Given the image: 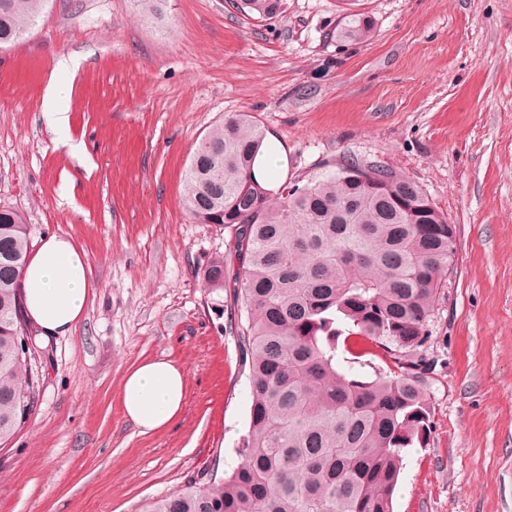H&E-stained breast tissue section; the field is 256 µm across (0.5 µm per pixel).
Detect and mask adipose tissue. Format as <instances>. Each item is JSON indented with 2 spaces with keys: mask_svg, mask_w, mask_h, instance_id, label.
Here are the masks:
<instances>
[{
  "mask_svg": "<svg viewBox=\"0 0 512 512\" xmlns=\"http://www.w3.org/2000/svg\"><path fill=\"white\" fill-rule=\"evenodd\" d=\"M25 318L39 336L71 335L84 317L93 283L86 253L73 237L53 233L42 238L20 277ZM185 371L164 359L132 367L121 386L126 419L149 434L175 420L184 409Z\"/></svg>",
  "mask_w": 512,
  "mask_h": 512,
  "instance_id": "obj_1",
  "label": "adipose tissue"
}]
</instances>
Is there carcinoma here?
Listing matches in <instances>:
<instances>
[{
    "mask_svg": "<svg viewBox=\"0 0 512 512\" xmlns=\"http://www.w3.org/2000/svg\"><path fill=\"white\" fill-rule=\"evenodd\" d=\"M283 0H235L272 20ZM49 0H0V48L31 32ZM370 16H345L336 37L367 42ZM266 133L238 112L201 138L184 173L183 207L228 232L205 271L244 319L236 333L250 388L240 463L143 501L138 512H391L404 449L427 442L430 399L423 356L456 225L413 180L346 160L303 186L255 176ZM30 226L0 207V445L40 397L20 276ZM368 344L384 368L344 370L338 352Z\"/></svg>",
    "mask_w": 512,
    "mask_h": 512,
    "instance_id": "obj_1",
    "label": "carcinoma"
}]
</instances>
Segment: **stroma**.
<instances>
[{
	"instance_id": "1",
	"label": "stroma",
	"mask_w": 512,
	"mask_h": 512,
	"mask_svg": "<svg viewBox=\"0 0 512 512\" xmlns=\"http://www.w3.org/2000/svg\"><path fill=\"white\" fill-rule=\"evenodd\" d=\"M350 11L372 40L337 41ZM69 56L78 70H57ZM234 112L285 151L282 182L376 162L456 225L425 347L431 434L406 451L393 512H512V0H284L271 21L232 0H163L157 17L50 0L0 49V207L25 213L32 245L71 235L94 292L75 333L38 348L39 402L0 447V512H136L239 463L250 389L230 300L204 279L228 234L182 205L190 155ZM157 357L185 370V408L143 435L120 389ZM57 89L50 88L47 94L44 107V118L47 125L52 129H62L68 125L67 112L61 111L56 104Z\"/></svg>"
}]
</instances>
